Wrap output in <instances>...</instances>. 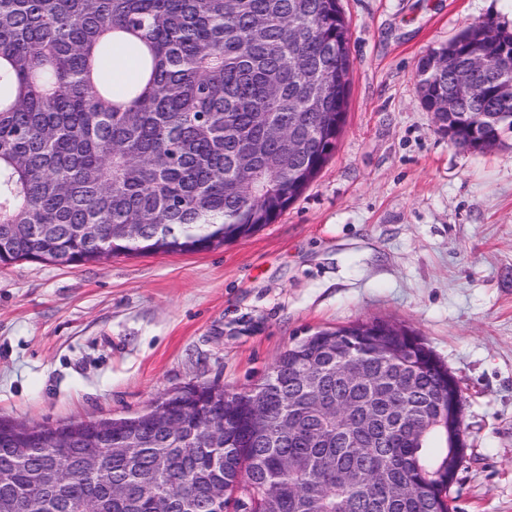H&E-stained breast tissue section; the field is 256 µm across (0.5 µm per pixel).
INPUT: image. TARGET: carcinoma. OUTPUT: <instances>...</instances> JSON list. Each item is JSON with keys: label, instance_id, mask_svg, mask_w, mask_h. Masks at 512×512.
Returning a JSON list of instances; mask_svg holds the SVG:
<instances>
[{"label": "carcinoma", "instance_id": "carcinoma-1", "mask_svg": "<svg viewBox=\"0 0 512 512\" xmlns=\"http://www.w3.org/2000/svg\"><path fill=\"white\" fill-rule=\"evenodd\" d=\"M494 31L491 39L480 30ZM479 43L494 59L512 55V32L492 20L462 30L439 49L466 64ZM350 33L339 0H0V265L28 260L82 266L120 255L189 253L236 239L246 224H271L310 183L336 149L346 119ZM124 47L141 80L112 93L104 63ZM298 59L330 87L305 105L309 82L293 71ZM417 63L421 105L440 112L454 144L484 150L512 133V98L496 93L512 81V60L473 79L460 95L447 68ZM276 120L302 148L280 154L272 142L252 168L239 159L247 141ZM257 179L247 199L239 184ZM136 224L133 235L121 233ZM388 323L370 321L328 331L338 337L327 357L300 342L255 388L268 407L262 431L239 444L250 427L242 405L212 402L208 387H189L183 427L159 431L120 418L138 448L114 456L112 474L126 491L115 497L82 468L86 444H31L0 432V503L10 512H150L134 491L150 483L170 512H452L448 428L438 407L448 395V369L413 332L407 356L381 351ZM312 365V389L293 376ZM389 378L355 383L337 365ZM350 401L376 418L314 414V394ZM402 422L385 424L389 399ZM66 474L49 481L59 461ZM224 485L216 504L208 491ZM402 486V497L391 488Z\"/></svg>", "mask_w": 512, "mask_h": 512}]
</instances>
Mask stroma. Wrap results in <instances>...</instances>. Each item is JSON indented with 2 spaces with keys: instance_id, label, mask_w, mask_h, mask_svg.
I'll use <instances>...</instances> for the list:
<instances>
[{
  "instance_id": "obj_1",
  "label": "stroma",
  "mask_w": 512,
  "mask_h": 512,
  "mask_svg": "<svg viewBox=\"0 0 512 512\" xmlns=\"http://www.w3.org/2000/svg\"><path fill=\"white\" fill-rule=\"evenodd\" d=\"M346 122L271 224L224 247L0 268V417H129L190 385L251 388L323 329L414 331L463 396L454 512H512V134L449 142L416 65L512 0H341Z\"/></svg>"
}]
</instances>
